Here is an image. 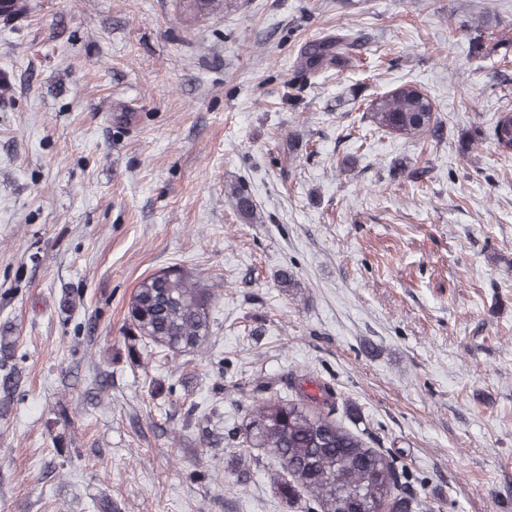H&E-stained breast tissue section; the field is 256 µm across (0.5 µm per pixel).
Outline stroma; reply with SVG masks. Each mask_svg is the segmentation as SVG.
Instances as JSON below:
<instances>
[{
  "label": "stroma",
  "mask_w": 512,
  "mask_h": 512,
  "mask_svg": "<svg viewBox=\"0 0 512 512\" xmlns=\"http://www.w3.org/2000/svg\"><path fill=\"white\" fill-rule=\"evenodd\" d=\"M28 5L0 17V512H307L244 443L304 375L420 512H512V0ZM339 29L351 66L297 70ZM402 84L441 138L377 130ZM167 267L212 293L186 352L131 332ZM504 115L510 116V119L512 120V109L510 111L500 112L493 125V140L499 149L501 146L512 144V123L504 120ZM500 151L504 155L512 154V150L509 152L506 149H500Z\"/></svg>",
  "instance_id": "obj_1"
}]
</instances>
